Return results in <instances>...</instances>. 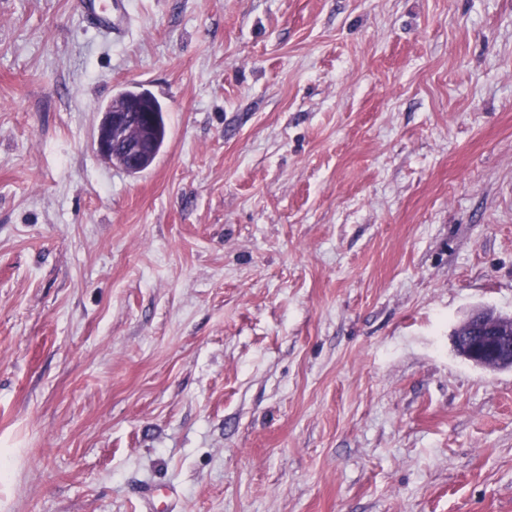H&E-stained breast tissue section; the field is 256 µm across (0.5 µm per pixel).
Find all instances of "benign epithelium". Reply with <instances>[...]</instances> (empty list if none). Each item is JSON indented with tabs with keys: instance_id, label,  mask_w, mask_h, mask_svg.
I'll return each mask as SVG.
<instances>
[{
	"instance_id": "1",
	"label": "benign epithelium",
	"mask_w": 512,
	"mask_h": 512,
	"mask_svg": "<svg viewBox=\"0 0 512 512\" xmlns=\"http://www.w3.org/2000/svg\"><path fill=\"white\" fill-rule=\"evenodd\" d=\"M143 108L130 102L103 114L94 144L97 154L112 160L113 147L124 149L128 167L142 163L144 141L133 131ZM454 348L471 365L490 371L512 369V316H502L488 307L473 310L452 332Z\"/></svg>"
}]
</instances>
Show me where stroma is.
Listing matches in <instances>:
<instances>
[{"label":"stroma","mask_w":512,"mask_h":512,"mask_svg":"<svg viewBox=\"0 0 512 512\" xmlns=\"http://www.w3.org/2000/svg\"><path fill=\"white\" fill-rule=\"evenodd\" d=\"M127 11L0 0V512H512V0ZM89 22L92 24L97 35L102 38H112L115 29L113 14L123 13L124 0H87L85 4ZM126 100L137 101L144 105L150 111L152 117L153 151L143 162L145 144L143 139L133 131V127L140 124L141 117L139 113L146 111L132 102L123 105ZM118 106L120 107L110 112L112 107ZM108 107L111 108L103 114L94 137L97 154L102 159L112 161V164L122 167L125 163L119 155H116L112 160L113 147H122L128 167L136 168L142 163L137 171H129L131 174H138L146 170L153 164L167 138V122L161 103L149 92L132 88L117 94V99L115 101L112 99L104 109ZM135 114L138 115L136 121ZM455 350L471 365L490 371L512 369V316L491 308L473 310L452 332ZM492 351L487 357L483 351Z\"/></svg>","instance_id":"35a3bbf8"}]
</instances>
